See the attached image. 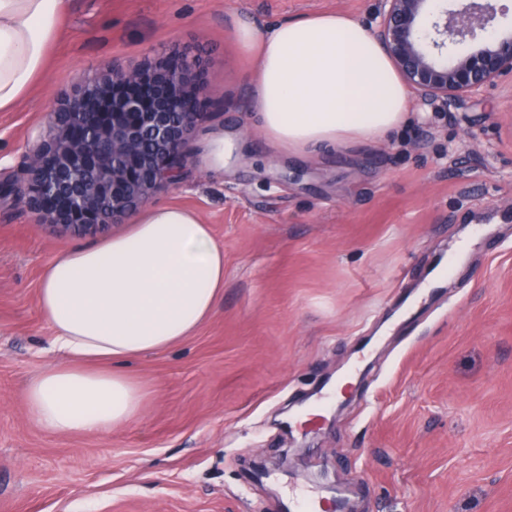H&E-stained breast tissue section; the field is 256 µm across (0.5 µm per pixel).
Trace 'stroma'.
Masks as SVG:
<instances>
[{
	"instance_id": "1",
	"label": "stroma",
	"mask_w": 512,
	"mask_h": 512,
	"mask_svg": "<svg viewBox=\"0 0 512 512\" xmlns=\"http://www.w3.org/2000/svg\"><path fill=\"white\" fill-rule=\"evenodd\" d=\"M378 0H69L47 75L0 112V178L54 103L102 64L196 57L207 116L154 204L198 213L224 293L186 340L127 366L140 415L52 435L26 381L59 361L37 304L44 267L96 243L0 204V512H289L288 483L343 487L353 512H512V80L486 104H410L374 144L291 154L251 110L235 29L334 12L374 28ZM235 149L207 169L209 146ZM453 270L430 285L441 258ZM349 382L317 422L295 415Z\"/></svg>"
}]
</instances>
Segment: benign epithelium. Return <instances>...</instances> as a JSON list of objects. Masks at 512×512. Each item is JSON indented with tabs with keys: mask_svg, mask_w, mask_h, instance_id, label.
<instances>
[{
	"mask_svg": "<svg viewBox=\"0 0 512 512\" xmlns=\"http://www.w3.org/2000/svg\"><path fill=\"white\" fill-rule=\"evenodd\" d=\"M380 0L373 36L420 105L482 100L512 77V23L498 0ZM477 47L448 60V46ZM207 83L195 58L106 64L48 113L26 154L17 201L60 235H96L176 183L188 136L205 113Z\"/></svg>",
	"mask_w": 512,
	"mask_h": 512,
	"instance_id": "benign-epithelium-1",
	"label": "benign epithelium"
}]
</instances>
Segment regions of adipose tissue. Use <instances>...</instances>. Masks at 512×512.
Listing matches in <instances>:
<instances>
[{"label":"adipose tissue","instance_id":"1","mask_svg":"<svg viewBox=\"0 0 512 512\" xmlns=\"http://www.w3.org/2000/svg\"><path fill=\"white\" fill-rule=\"evenodd\" d=\"M67 0H0V112L46 71ZM254 53V108L285 152L372 143L408 116V92L360 22L336 13L236 29ZM224 291V249L210 225L172 205L139 212L98 245L61 253L43 271L38 307L59 363L25 385L27 410L50 434H106L139 416L148 395L130 361L191 336Z\"/></svg>","mask_w":512,"mask_h":512}]
</instances>
